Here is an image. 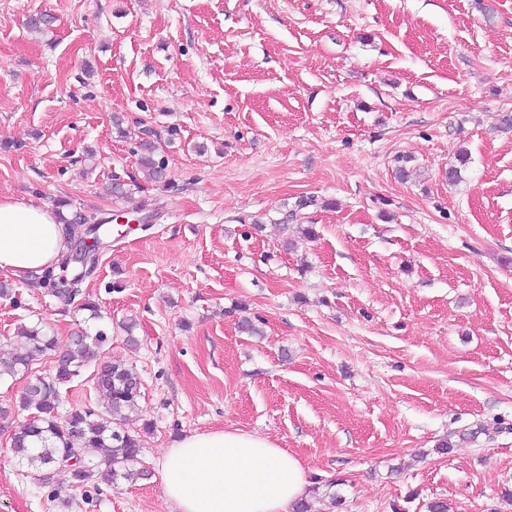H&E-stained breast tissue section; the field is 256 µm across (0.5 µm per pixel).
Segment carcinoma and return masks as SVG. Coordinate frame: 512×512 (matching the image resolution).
Instances as JSON below:
<instances>
[{
  "instance_id": "cac0c4a2",
  "label": "carcinoma",
  "mask_w": 512,
  "mask_h": 512,
  "mask_svg": "<svg viewBox=\"0 0 512 512\" xmlns=\"http://www.w3.org/2000/svg\"><path fill=\"white\" fill-rule=\"evenodd\" d=\"M139 165L154 182L166 178V162L157 160L151 145H143ZM55 269L45 271L41 284L47 293L77 303V309L89 312V319H102L98 304L83 294L82 289L64 292L51 283ZM18 337L24 352H13L6 374L14 377L26 374L38 355L53 352L52 371L47 377L37 378L38 386L28 388L20 396V405L35 407L37 415L18 426L11 437V449L20 459L40 469L37 488L47 485L50 473L67 469L71 485L77 488H98L100 482H112L129 476L127 466L137 460L141 452L140 436L123 426L126 416L138 409L141 380L133 367L110 362L100 365L101 350L109 336L102 328L95 333L83 329L72 337L68 345L55 351V340L37 327H23ZM101 371L96 389L107 397V405L94 410L75 407L65 415L58 412L61 386L80 376L90 367ZM80 458L78 466L67 461Z\"/></svg>"
}]
</instances>
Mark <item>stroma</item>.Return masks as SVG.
Listing matches in <instances>:
<instances>
[{"instance_id": "1", "label": "stroma", "mask_w": 512, "mask_h": 512, "mask_svg": "<svg viewBox=\"0 0 512 512\" xmlns=\"http://www.w3.org/2000/svg\"><path fill=\"white\" fill-rule=\"evenodd\" d=\"M506 113L512 0H0V196L150 221L109 224L82 285L112 319L101 362L142 380L126 425L149 478L88 502L57 471L33 494L5 376L0 512H171L163 450L217 429L298 454L317 512H512ZM144 141L167 184L139 171ZM299 224L316 239L286 249ZM0 281L1 344L84 328L38 281Z\"/></svg>"}]
</instances>
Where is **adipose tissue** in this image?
Segmentation results:
<instances>
[{
  "mask_svg": "<svg viewBox=\"0 0 512 512\" xmlns=\"http://www.w3.org/2000/svg\"><path fill=\"white\" fill-rule=\"evenodd\" d=\"M52 211L26 199H0V272L20 280L42 274L64 248ZM174 512H291L308 494V467L268 438L243 431L183 436L160 461Z\"/></svg>",
  "mask_w": 512,
  "mask_h": 512,
  "instance_id": "1",
  "label": "adipose tissue"
}]
</instances>
